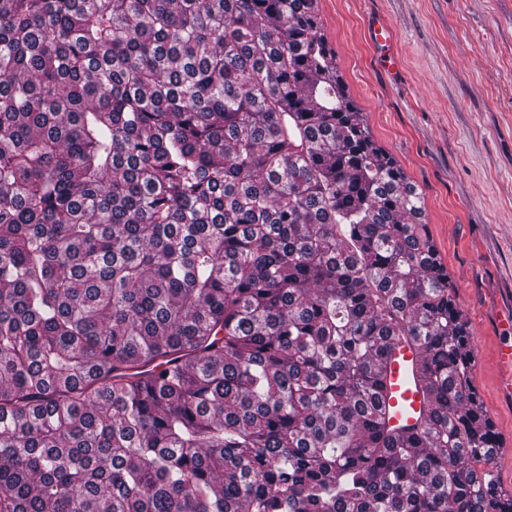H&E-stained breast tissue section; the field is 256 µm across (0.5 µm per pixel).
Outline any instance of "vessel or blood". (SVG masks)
I'll return each instance as SVG.
<instances>
[{
	"instance_id": "obj_1",
	"label": "vessel or blood",
	"mask_w": 512,
	"mask_h": 512,
	"mask_svg": "<svg viewBox=\"0 0 512 512\" xmlns=\"http://www.w3.org/2000/svg\"><path fill=\"white\" fill-rule=\"evenodd\" d=\"M495 358L503 375L501 395L512 400V342L499 341ZM420 364V352L412 339L397 336L390 340L381 371L383 425L388 432L413 431L427 412Z\"/></svg>"
}]
</instances>
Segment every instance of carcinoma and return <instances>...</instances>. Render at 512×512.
Segmentation results:
<instances>
[{"mask_svg":"<svg viewBox=\"0 0 512 512\" xmlns=\"http://www.w3.org/2000/svg\"><path fill=\"white\" fill-rule=\"evenodd\" d=\"M315 4L0 0V512H512L423 197ZM420 364V352L412 339L396 336L389 341L381 371L383 425L388 432L397 434L400 428L412 432L427 412Z\"/></svg>","mask_w":512,"mask_h":512,"instance_id":"1","label":"carcinoma"}]
</instances>
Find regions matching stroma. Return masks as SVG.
<instances>
[{
  "label": "stroma",
  "mask_w": 512,
  "mask_h": 512,
  "mask_svg": "<svg viewBox=\"0 0 512 512\" xmlns=\"http://www.w3.org/2000/svg\"><path fill=\"white\" fill-rule=\"evenodd\" d=\"M339 69L374 139L418 187L429 233L482 351L478 393L512 437L496 391V315L512 306V0H317ZM389 21L399 66L369 37Z\"/></svg>",
  "instance_id": "1"
}]
</instances>
